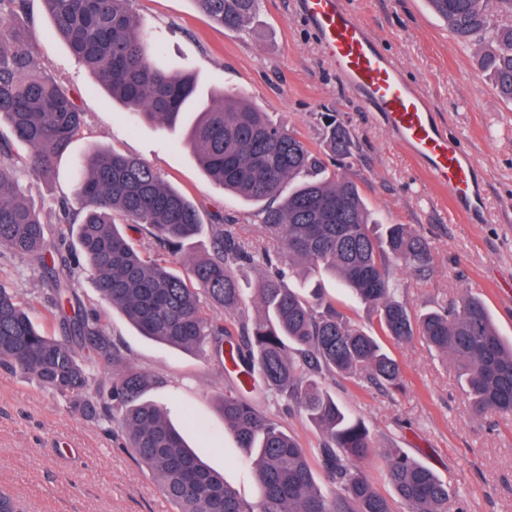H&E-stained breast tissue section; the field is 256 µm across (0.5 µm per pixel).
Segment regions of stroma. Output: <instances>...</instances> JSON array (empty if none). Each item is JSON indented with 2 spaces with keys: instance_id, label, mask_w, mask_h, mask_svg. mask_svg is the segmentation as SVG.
<instances>
[{
  "instance_id": "stroma-1",
  "label": "stroma",
  "mask_w": 512,
  "mask_h": 512,
  "mask_svg": "<svg viewBox=\"0 0 512 512\" xmlns=\"http://www.w3.org/2000/svg\"><path fill=\"white\" fill-rule=\"evenodd\" d=\"M395 59L402 75L425 94L449 136L472 156L484 183L480 209L470 217L452 208L446 188L396 141L378 113L347 87L326 57L315 30L301 17L299 0H262L260 11L237 32L216 26L193 0H133L140 28L163 49V64L191 71L198 96L189 112L210 104L211 92L244 97L287 124L311 146L324 149V114L355 139L346 175L359 185L385 224H406L429 243L426 271L398 267L399 298L411 314L434 309L462 294L480 298L498 332L512 339V101L501 98L480 67L492 50L459 41L428 0H345ZM39 33V66L68 85L83 123L59 163V178L46 183L26 168L17 176L57 238L61 204L76 207L72 169L96 148L138 157L196 203L203 231L187 246L191 256L210 249L214 232L233 230L247 250L276 251L262 224L261 205L237 198L209 180L182 143L181 128L132 125L91 72L53 32L42 0H31ZM0 283L33 301L47 332L54 320L49 285L25 259L0 248ZM78 303L97 310L109 335L141 369L157 377L149 400L162 405L188 446L223 474L247 501L259 493L245 449L225 429L220 393L236 386L231 366L140 336L104 304L89 270L74 269ZM320 284L328 299L357 325L375 332L377 317L354 301L330 275ZM402 367L399 386L372 384L366 371L325 379L337 402L369 428L373 446L363 470L393 512H406L385 476L384 451L400 448L449 482L462 497L448 512H512V418L473 415L453 361L439 357L421 337L388 341ZM0 491L21 512H172L148 471L94 422L73 413L64 399L36 380L0 370Z\"/></svg>"
}]
</instances>
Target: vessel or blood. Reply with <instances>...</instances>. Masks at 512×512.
I'll return each mask as SVG.
<instances>
[{"mask_svg": "<svg viewBox=\"0 0 512 512\" xmlns=\"http://www.w3.org/2000/svg\"><path fill=\"white\" fill-rule=\"evenodd\" d=\"M300 11L345 83L380 113L398 142L447 188L454 209L471 214L478 204L475 166L440 129L432 103L403 78L400 67L343 0H300Z\"/></svg>", "mask_w": 512, "mask_h": 512, "instance_id": "vessel-or-blood-1", "label": "vessel or blood"}]
</instances>
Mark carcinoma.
Wrapping results in <instances>:
<instances>
[{
    "label": "carcinoma",
    "mask_w": 512,
    "mask_h": 512,
    "mask_svg": "<svg viewBox=\"0 0 512 512\" xmlns=\"http://www.w3.org/2000/svg\"><path fill=\"white\" fill-rule=\"evenodd\" d=\"M54 33L97 83L128 112L133 125L172 127L197 92L187 71L158 64L161 46L139 28L131 0H43ZM226 31L237 32L261 0H194ZM460 40L491 36L497 48L481 64L501 97L512 100V26H491V10L512 11V0H429ZM30 0H0V247L26 259L50 284L63 335L34 324L31 303L0 284V369L34 377L69 408L116 434L146 467L174 512H392L362 470L373 447L364 422L349 414L323 385L326 374L364 369L375 384L394 386L399 362L383 343L320 294L292 288L288 279L324 272L374 308L381 335L406 342L418 335L451 357L464 379L471 412L512 417V341L498 333L477 297L462 296L413 317L397 298V266L425 268L428 242L405 224H380L358 184L329 167L294 130L227 92L187 129L184 145L202 171L224 190L262 203L266 232L282 250L247 251L228 231L212 238L204 258L185 245L203 226L197 205L139 158L100 148L75 166L80 203L64 211L76 228L80 253L101 300L143 336L224 363L239 357L258 375L252 394L219 395L224 428L250 451L259 499L249 503L188 449L164 408L145 398L157 379L136 366L106 331L102 317L63 303L75 299L66 261L56 267L40 213L16 175L10 142L25 148L21 162L50 181L77 136L82 111L73 95L44 71L33 29L23 18ZM331 157L351 155L352 136L325 114ZM292 185L282 197L285 185ZM119 215L122 223H116ZM144 230L161 250L147 254L125 227ZM261 257L263 276L252 299L239 288L232 265ZM262 311L251 321L248 304ZM284 398L321 432V467L335 492L327 494L299 441L271 417L267 403ZM386 477L407 512H448L456 496L448 483L400 448L384 452Z\"/></svg>",
    "instance_id": "1"
}]
</instances>
